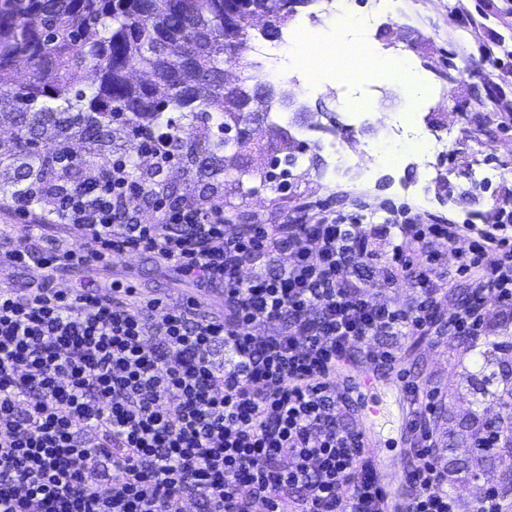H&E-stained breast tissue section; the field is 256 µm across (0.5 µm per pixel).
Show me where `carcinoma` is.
<instances>
[{
  "label": "carcinoma",
  "instance_id": "carcinoma-1",
  "mask_svg": "<svg viewBox=\"0 0 512 512\" xmlns=\"http://www.w3.org/2000/svg\"><path fill=\"white\" fill-rule=\"evenodd\" d=\"M225 0H0V114L9 113L17 129V150L0 153V195L28 201L49 218L58 195L92 183L112 190L104 175L112 164L128 161V175L150 197H171L174 187L156 179L160 166L143 170L132 161L139 138L165 146L213 192L224 184L227 166L224 128L238 122L228 96H246L224 86L226 36L240 34L232 62L245 67L242 53L252 40L243 15L224 24ZM29 66L27 83L17 84L16 61ZM96 71L97 85L76 89L82 74ZM127 140L113 142L112 128ZM84 154L71 159L73 142ZM239 150L271 156L280 171L264 163L240 173L284 190L281 176L296 166L298 143L272 140ZM503 415L495 423L472 417L465 423L472 441V479L486 464L502 467L512 488V455L504 458L484 440L490 428L506 426L502 447L512 449V387L500 398Z\"/></svg>",
  "mask_w": 512,
  "mask_h": 512
}]
</instances>
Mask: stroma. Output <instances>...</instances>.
Listing matches in <instances>:
<instances>
[{"label": "stroma", "mask_w": 512, "mask_h": 512, "mask_svg": "<svg viewBox=\"0 0 512 512\" xmlns=\"http://www.w3.org/2000/svg\"><path fill=\"white\" fill-rule=\"evenodd\" d=\"M512 0H400L399 11L379 18L372 26L371 40L388 57L410 56L421 73V93L406 94L405 87L390 80L375 86L335 90L292 88L294 106L306 116L290 123L300 141L318 142L316 151L298 155L288 191L260 190L236 195L224 209L230 228L245 224H300L319 208L360 216L374 230L364 244L369 258L362 277L377 284L386 277L385 253L396 241L398 230L389 220L407 209L419 224L492 223L502 210H512V83L492 90L480 72L485 54L499 56L491 36L502 33L512 45V27L499 23V10ZM407 112L422 138L443 137L446 149L434 157L433 168L413 164L409 140L392 139L385 125L396 114ZM353 152L350 169L333 170L330 150ZM399 153L400 167L364 176L363 154L371 151ZM497 176L484 187L474 188L466 176L487 168ZM19 221L9 201L0 199V253L29 248L32 259L22 264L0 266V280L23 288L41 282L42 270L35 258L37 241H25L14 231ZM130 278L135 288L166 299L196 296L198 312L218 317L224 312L220 287H202L187 281L175 266L160 263L154 254L129 252L113 256L109 270L62 269L53 285L67 289L86 286L102 278ZM485 306L491 316L479 341L441 332L433 336H378L357 347L352 362L336 373L337 416L350 428L366 432L373 443L371 459L383 484L407 492L405 475L418 464L416 437L399 427L411 417L415 405L403 399L394 386L398 372L411 381L437 389L439 405L432 421L435 448L440 462L471 457L461 419L475 415L486 421L502 413L499 396L506 387L498 374L512 363V352L496 349V342L512 336V316L494 315L493 300ZM398 351L397 368L379 366L369 359L372 350ZM374 372L371 398L382 409L378 419L367 413V401L357 389L358 374ZM494 374L487 391L476 390L473 374Z\"/></svg>", "instance_id": "1"}]
</instances>
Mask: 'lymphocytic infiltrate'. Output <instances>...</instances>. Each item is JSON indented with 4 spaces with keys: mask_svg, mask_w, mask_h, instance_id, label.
I'll use <instances>...</instances> for the list:
<instances>
[{
    "mask_svg": "<svg viewBox=\"0 0 512 512\" xmlns=\"http://www.w3.org/2000/svg\"><path fill=\"white\" fill-rule=\"evenodd\" d=\"M109 200L71 212L83 252L45 237L47 279L0 285V512H382L373 463L357 430L336 414L339 366L377 336H428L441 291L431 267L458 239L453 283L477 256L496 259L450 310L449 330L479 340L487 298L512 309V225L479 231L405 220L388 272L373 286L359 275L366 228L329 211L305 224L224 226V210L165 207L156 224L130 218L141 191L117 173ZM148 250L197 284L224 286V315L203 319L198 301L139 298L119 283L95 292L52 287L61 266L108 267L113 254ZM290 252L270 276L239 277L243 262ZM425 253L427 266L409 253ZM439 280V281H440ZM409 282L423 298L408 309L386 296ZM223 346V359L214 349ZM420 463L406 512H458L448 474L432 454L425 418L438 392L412 384Z\"/></svg>",
    "mask_w": 512,
    "mask_h": 512,
    "instance_id": "lymphocytic-infiltrate-1",
    "label": "lymphocytic infiltrate"
}]
</instances>
